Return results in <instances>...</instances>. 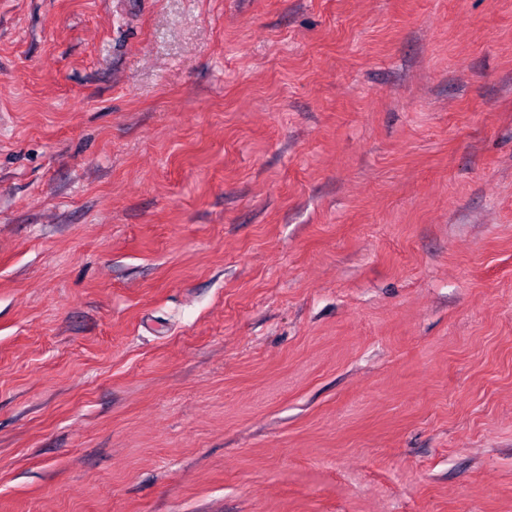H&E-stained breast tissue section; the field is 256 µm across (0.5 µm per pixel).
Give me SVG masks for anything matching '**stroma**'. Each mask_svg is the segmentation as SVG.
<instances>
[{
	"label": "stroma",
	"instance_id": "obj_1",
	"mask_svg": "<svg viewBox=\"0 0 512 512\" xmlns=\"http://www.w3.org/2000/svg\"><path fill=\"white\" fill-rule=\"evenodd\" d=\"M0 512H512V0H0Z\"/></svg>",
	"mask_w": 512,
	"mask_h": 512
}]
</instances>
